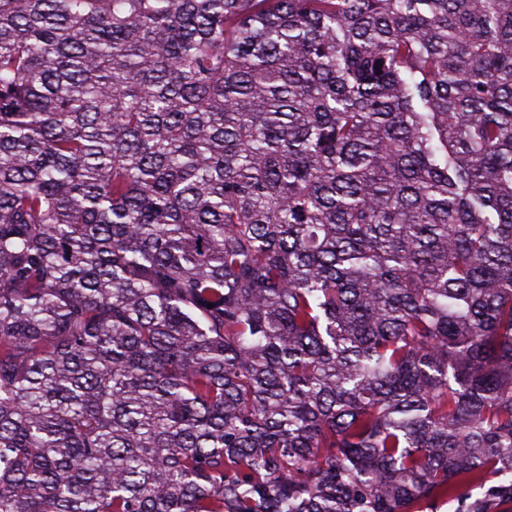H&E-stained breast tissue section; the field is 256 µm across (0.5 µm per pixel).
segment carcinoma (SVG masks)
<instances>
[{"mask_svg": "<svg viewBox=\"0 0 512 512\" xmlns=\"http://www.w3.org/2000/svg\"><path fill=\"white\" fill-rule=\"evenodd\" d=\"M512 0H0V512H509Z\"/></svg>", "mask_w": 512, "mask_h": 512, "instance_id": "cac0c4a2", "label": "carcinoma"}]
</instances>
